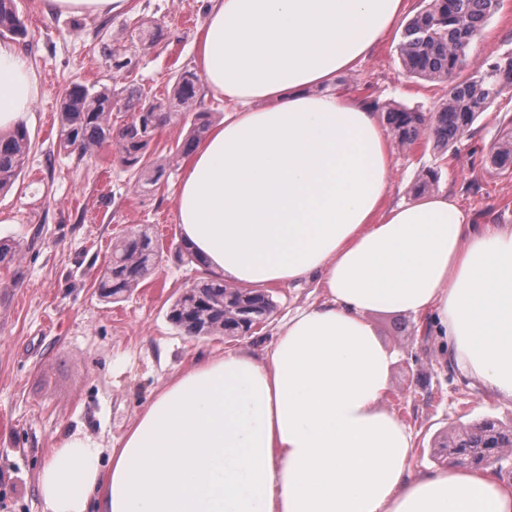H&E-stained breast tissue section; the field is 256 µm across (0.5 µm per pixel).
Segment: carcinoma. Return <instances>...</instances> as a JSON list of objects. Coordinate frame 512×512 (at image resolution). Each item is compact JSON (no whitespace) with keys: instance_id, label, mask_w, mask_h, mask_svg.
I'll list each match as a JSON object with an SVG mask.
<instances>
[{"instance_id":"cac0c4a2","label":"carcinoma","mask_w":512,"mask_h":512,"mask_svg":"<svg viewBox=\"0 0 512 512\" xmlns=\"http://www.w3.org/2000/svg\"><path fill=\"white\" fill-rule=\"evenodd\" d=\"M502 0H424L423 7L404 25L398 44L403 69L411 76L442 81L448 94L441 107L430 114L401 106L385 108L389 131L402 145L411 146L425 137L437 148L454 147L482 112L501 96L512 93V52L481 62L470 60L474 36L500 8ZM27 30L16 0H0V38L25 40ZM201 103L198 78L190 72L178 77L170 98L151 97L141 88L88 87L75 83L62 102L59 150L80 158L95 154L105 144L120 148V162L133 171L135 184L155 183L161 168L147 171L145 157L156 131L177 116L175 109L189 111ZM128 112L129 120L116 124L112 112ZM208 130L193 124L189 137L176 146L187 155ZM31 138L22 124L0 136V192L10 188L25 170ZM493 162L512 165V133L495 142ZM162 248L149 230L125 234L112 245V256L98 291L102 298L119 302L155 273ZM270 296L262 291L234 288L222 280L201 278L190 293L172 303L169 320L193 337L246 336L255 321L273 312ZM512 444V425L486 419L463 429L454 446H438L454 455L455 465L479 468L490 465L494 446Z\"/></svg>"}]
</instances>
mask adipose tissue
Masks as SVG:
<instances>
[{
	"label": "adipose tissue",
	"instance_id": "obj_1",
	"mask_svg": "<svg viewBox=\"0 0 512 512\" xmlns=\"http://www.w3.org/2000/svg\"><path fill=\"white\" fill-rule=\"evenodd\" d=\"M404 13L405 0H211L195 62L224 119L183 163L182 241L226 283L314 281L324 298L262 354L195 359L120 447L59 439L42 512H512L493 467L415 471V435L386 404L397 353L373 318L388 313L428 321L455 369L512 402V226L472 223L444 192L388 206L389 137L371 103L334 90ZM42 92L0 42V133Z\"/></svg>",
	"mask_w": 512,
	"mask_h": 512
}]
</instances>
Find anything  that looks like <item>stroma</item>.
<instances>
[{"mask_svg": "<svg viewBox=\"0 0 512 512\" xmlns=\"http://www.w3.org/2000/svg\"><path fill=\"white\" fill-rule=\"evenodd\" d=\"M27 28L23 44L42 75L44 92L26 126L32 149L27 168L0 194V245L12 248L0 264V512H42L36 476L46 451L75 429L103 447L124 436L138 414L194 358L229 350L258 353L276 340L288 311L322 299L316 283L274 287L277 304L266 325L248 336L194 338L176 329L172 301L200 277L186 262L175 209L182 173L175 148L189 133L193 114L178 116L156 134L150 150L164 173L134 191L116 145L95 156L59 152L57 134L66 88L134 82L149 95H172L177 77L194 70V40L208 0H130L112 16L45 15L38 0H17ZM156 25L160 38L141 49L131 72L116 71L108 49H123L140 25ZM400 31L384 37L336 89L375 108L394 104L434 111L446 84L409 77L397 46ZM512 51V0H503L471 46L472 59ZM512 98L502 97L445 153L432 142L392 146V203L415 199L426 172L437 191L454 196L475 223L512 225V169L489 159L504 134ZM149 228L163 249L159 270L123 301L98 293L112 242L131 228ZM380 337L399 353L391 378L390 406L418 439L415 470L436 467L432 440L490 417L512 422V403L487 395L449 369L421 323L400 314L375 316Z\"/></svg>", "mask_w": 512, "mask_h": 512, "instance_id": "1", "label": "stroma"}]
</instances>
